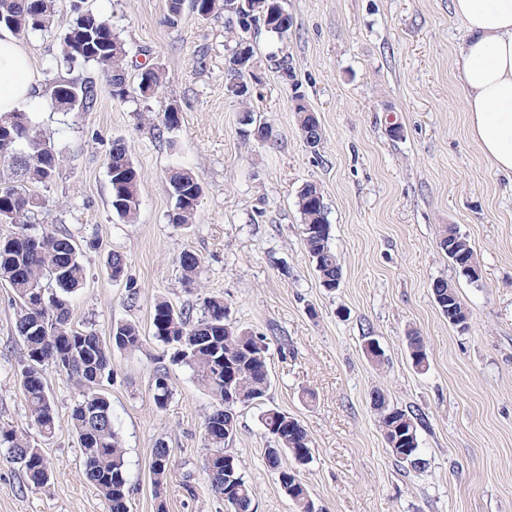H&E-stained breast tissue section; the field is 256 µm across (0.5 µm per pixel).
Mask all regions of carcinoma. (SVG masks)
Segmentation results:
<instances>
[{
  "instance_id": "carcinoma-1",
  "label": "carcinoma",
  "mask_w": 512,
  "mask_h": 512,
  "mask_svg": "<svg viewBox=\"0 0 512 512\" xmlns=\"http://www.w3.org/2000/svg\"><path fill=\"white\" fill-rule=\"evenodd\" d=\"M250 6L259 28L280 40L288 38L291 16L272 7V0H250ZM50 18L48 0H0V28L19 37L46 29ZM126 55L124 41L103 16L79 11L63 28L62 62L70 68L83 64L96 66L108 88L126 83L123 67ZM162 80L160 65L143 67L137 85L140 98L154 97ZM99 95L100 89L90 80L55 79L50 104L60 112H91ZM296 114L301 132L320 141L315 113L298 108ZM240 124L246 139L258 136L268 141L273 135L272 127L256 123L249 111L242 113ZM6 138L12 140L13 151L3 162L13 170L14 178L0 186V224H13L15 231L0 239V276L8 278L16 266L28 271L27 277L10 283L17 308L15 329L25 349L18 377L30 378L28 382H19L28 424L44 438L55 434L57 415L43 373L48 366L59 369L80 392V400L71 408L70 422L81 449L84 473L108 502L109 512H129L125 448L112 426V403L105 384L112 379V352L139 351L143 336L136 323L120 322L112 326L110 342L105 343L93 330L74 324L73 299L87 278L81 249L70 235L57 230L36 231L31 224V218L43 205L34 188L46 186L55 179L59 155L54 149L48 151L41 147V138L29 113L24 111L0 115V139ZM107 165L112 208L118 216L130 220L139 206L140 177L122 140L112 142ZM168 194L172 201L169 222L180 226L193 223L202 187L192 172L174 166L168 175ZM297 206L305 229V246L320 285L333 290L336 281L342 279V266L329 245L331 225L325 216L320 189L313 184L304 186L299 191ZM439 248L470 282L479 281L463 271L472 263L475 253L456 225L443 227ZM179 265L183 283L194 284L199 256L184 251ZM432 294L442 315L462 313L464 306L456 288L448 281L433 282ZM222 309L224 300L215 296L202 299L197 317L188 308L177 309L170 302L159 300L152 314L153 337L169 354V362L188 368L213 400L204 427L217 424L219 428L203 432V470L211 491L219 497L229 490L237 501L235 512H253L251 488L226 447L237 432L238 409L260 404L267 396L271 385L268 349L265 336L226 323L220 317L210 318V314ZM407 346L413 366L426 369L428 359L421 336L416 332L408 335ZM151 391L156 408L166 410L172 397L167 366L156 368ZM373 406L386 448L398 463L415 466L422 418L413 411L391 405L381 394L375 397ZM260 423L277 442L276 447L265 449L266 465L278 473L280 487L296 512H312L315 504L296 464L301 457L312 455L307 430L300 420L273 406L261 411ZM0 448L11 454L27 485L41 488L49 484L51 468L42 449L27 435L14 428L0 427ZM173 468L170 449L159 443L154 448L151 464L156 512H166L164 490Z\"/></svg>"
}]
</instances>
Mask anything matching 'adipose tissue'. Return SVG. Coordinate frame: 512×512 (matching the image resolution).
I'll list each match as a JSON object with an SVG mask.
<instances>
[{"label":"adipose tissue","mask_w":512,"mask_h":512,"mask_svg":"<svg viewBox=\"0 0 512 512\" xmlns=\"http://www.w3.org/2000/svg\"><path fill=\"white\" fill-rule=\"evenodd\" d=\"M466 25L456 78L465 91L468 134L501 174L512 177V0H452ZM38 75L25 43L0 30V114L35 97Z\"/></svg>","instance_id":"ef3b65f1"}]
</instances>
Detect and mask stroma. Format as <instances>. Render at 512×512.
Returning <instances> with one entry per match:
<instances>
[{
    "mask_svg": "<svg viewBox=\"0 0 512 512\" xmlns=\"http://www.w3.org/2000/svg\"><path fill=\"white\" fill-rule=\"evenodd\" d=\"M108 18L124 40L130 76L159 63L155 98L117 100L102 91L96 111L32 110L40 136L63 155L40 188L37 225L66 231L85 246L87 279L73 321L108 339L132 321L145 339L135 353H113L108 388L112 424L126 448L130 512H155L150 462L158 443L178 468L166 489L167 512H224L203 472L202 424L212 399L184 368L171 367L173 396L157 410L150 392L161 347L153 338L156 299L180 306L222 297L233 322L267 336V405L299 419L313 459L302 472L318 512H512V180L499 174L468 135L464 90L454 59L465 33L451 0H285L287 40L253 36L257 120L269 142L245 141L243 106L226 92L229 34L223 13L184 9L167 20L165 0H52L53 17L73 5ZM40 89L50 79L101 80L91 65L60 66L58 31L26 36ZM320 123L309 148L297 126L294 93ZM177 108L179 124L158 136V112ZM124 139L140 176L134 221L111 207L107 155ZM182 163L203 192L194 224H170L167 169ZM316 184L343 268L339 288H322L309 259L297 208ZM457 225L476 252L482 277L470 282L438 247L443 225ZM197 253L196 293L182 283L179 255ZM122 254L125 276L108 261ZM457 289L467 329L438 311L432 284ZM12 290L0 279V425L28 433L53 471L28 487L0 448V512H109L85 476L69 415L79 391L49 367L45 382L58 428L40 437L26 420L17 370L24 355L15 332ZM419 332L428 355L416 370L406 336ZM379 363L362 352L365 336ZM314 392L313 402L302 399ZM421 413L419 467L398 464L383 441L371 399ZM256 406L240 408L228 450L252 487L254 512H294L274 447Z\"/></svg>",
    "mask_w": 512,
    "mask_h": 512,
    "instance_id": "35a3bbf8",
    "label": "stroma"
}]
</instances>
